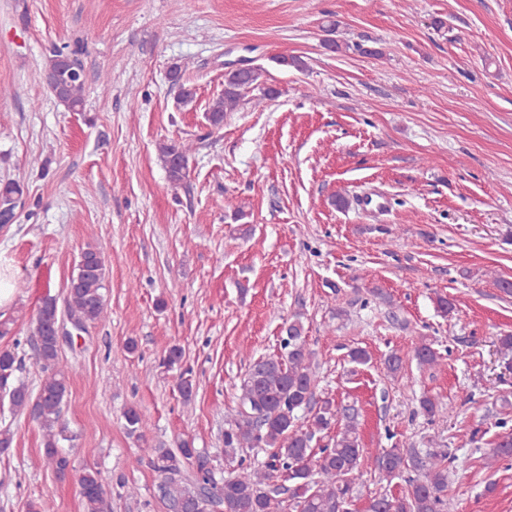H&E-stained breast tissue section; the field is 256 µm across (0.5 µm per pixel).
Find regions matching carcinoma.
Here are the masks:
<instances>
[{
	"label": "carcinoma",
	"instance_id": "cac0c4a2",
	"mask_svg": "<svg viewBox=\"0 0 512 512\" xmlns=\"http://www.w3.org/2000/svg\"><path fill=\"white\" fill-rule=\"evenodd\" d=\"M80 48L67 43L55 46L44 67L46 84L56 100L72 111L82 107L84 71L78 59ZM262 70L236 69L224 77V92L212 100L207 118L221 128L224 111L236 106L243 92L260 85ZM193 151L190 142H163L158 156L170 183L187 176L186 162ZM23 188L11 179L0 183V214L17 213ZM105 261L100 246L89 243L82 250L75 272L67 283L65 312L81 330L106 319ZM58 309L56 297L47 295L36 317V356L43 373L37 392L14 381V353L0 351V390L8 394L14 411L27 414L42 431L43 456L56 474L69 469L70 459L59 449L67 439L62 422L69 394L67 370L51 333V320ZM414 357L423 366L438 364L431 343L421 340ZM303 326L294 321L285 328L278 354L261 357L249 367L240 385L238 409L224 420V453L239 458L238 468L218 479L210 456L182 441L178 448H143L137 463L146 464L157 476L158 498L177 502L191 512H350L353 489L360 478L362 448L357 416L343 415L344 425L330 442L314 447L316 434L331 428L335 417L330 400L317 404L318 380ZM311 414L307 429L298 425L299 413ZM122 417L128 435L141 437L143 415L134 406ZM259 448L266 460L255 466L243 455ZM492 457H512V433L498 436ZM445 450L421 454L414 448H390L378 460L379 473L393 479L404 472L415 476L395 495L373 497L367 512H452L448 497V465ZM84 512H111L110 490L98 470L86 468L79 478Z\"/></svg>",
	"mask_w": 512,
	"mask_h": 512
}]
</instances>
